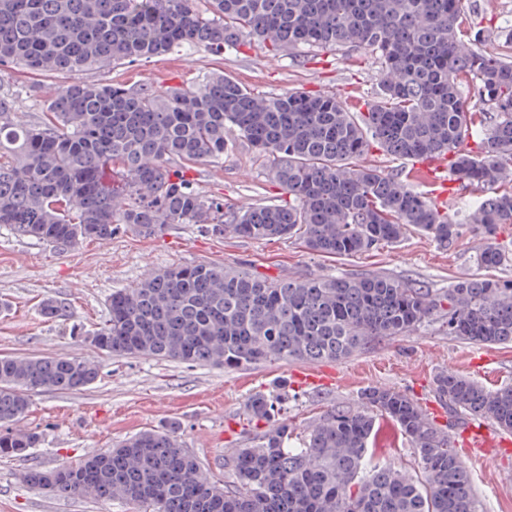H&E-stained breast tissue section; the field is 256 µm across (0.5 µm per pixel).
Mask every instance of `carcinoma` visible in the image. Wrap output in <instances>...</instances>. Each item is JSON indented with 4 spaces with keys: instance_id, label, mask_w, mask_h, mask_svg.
Here are the masks:
<instances>
[{
    "instance_id": "1",
    "label": "carcinoma",
    "mask_w": 512,
    "mask_h": 512,
    "mask_svg": "<svg viewBox=\"0 0 512 512\" xmlns=\"http://www.w3.org/2000/svg\"><path fill=\"white\" fill-rule=\"evenodd\" d=\"M252 42L274 55L361 50L379 66L378 97L259 96L223 74L164 93L75 81L49 103L46 121L25 125L2 95L0 226L72 250L112 239L120 224L146 235L210 224L251 239L297 237L336 257L395 243L411 229L447 246L472 224L484 241L482 266L512 259L497 242L500 226L512 224V181L504 179L512 175V56L485 49L461 0H0V72L21 64L74 73L184 46L222 54ZM465 81L482 108H466ZM237 139L267 159L288 203L226 211L187 176L194 164L220 163ZM374 147L398 159L447 157L469 201L453 217L408 178L357 164ZM431 314L450 336L512 343V278L458 280L436 292L385 275L273 279L184 264L114 290L92 336L111 356L318 364L346 360ZM98 377L78 358L0 354V458L39 445V433L11 428L34 394L81 390ZM435 394L448 427L468 415L512 433V386L490 391L448 370L436 376ZM247 411L267 429L224 461L232 485L206 472L174 428L142 431L54 470L31 467L22 482L123 499L142 512H477L450 434L405 394L363 390L357 406L328 411L298 448L276 419L280 399L255 394ZM378 416L411 439L413 470L368 464Z\"/></svg>"
}]
</instances>
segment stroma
Returning <instances> with one entry per match:
<instances>
[{
    "label": "stroma",
    "instance_id": "stroma-1",
    "mask_svg": "<svg viewBox=\"0 0 512 512\" xmlns=\"http://www.w3.org/2000/svg\"><path fill=\"white\" fill-rule=\"evenodd\" d=\"M462 6L481 27L487 50H512L506 38L512 31V0H463ZM218 71L259 94L330 92L363 101L375 97L379 82L377 64L357 51L319 49L274 56L255 44L216 55L186 46L134 65L92 68L74 77L14 64L0 72V94L13 98L18 123L32 124L43 119L58 90L75 79L162 92ZM189 175L202 191L222 197L234 211L285 199L264 158L244 141L225 152L222 163L196 166ZM479 248L469 224L447 248L412 229L400 242L341 257L312 252L295 237L247 239L229 230L215 234L198 224H170L155 235L123 226L111 240L67 252L16 237L0 226V354L78 357L100 367L98 380L87 388L34 396L24 424L40 434V445L21 459L0 458V512H135L128 502L91 493L64 496L32 490L23 486L21 475L34 465L50 470L75 463L140 431L170 426L215 479L233 483L224 459L253 445L257 428L249 421L247 402L259 392L280 398V415L297 438L326 411L355 405L360 392L372 386L406 394L437 427H444L448 415L433 391L435 375L451 369L489 390L512 386V346L449 336L435 315L405 335L380 341L344 361L320 363V370L334 372V383L305 388L293 379L301 367L297 361L191 367L143 356L112 357L83 335L104 322L112 291L170 265L212 263L270 278L385 274L437 291L466 278L512 277V265L481 266ZM46 298L64 305L62 317L48 320L41 315L40 303ZM378 425L370 463L412 467L411 440L387 418H380ZM491 455L486 463L464 458L479 512H512V446L493 448Z\"/></svg>",
    "mask_w": 512,
    "mask_h": 512
}]
</instances>
